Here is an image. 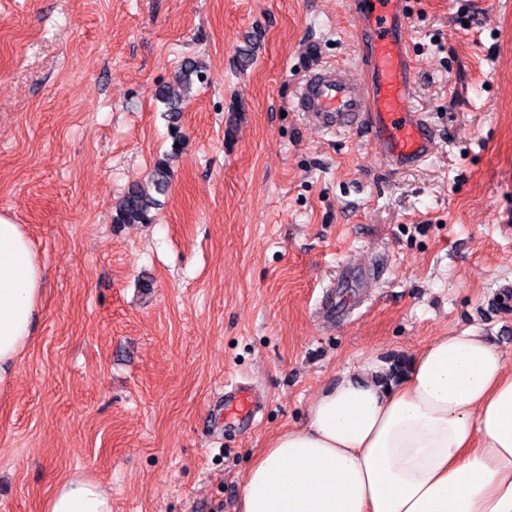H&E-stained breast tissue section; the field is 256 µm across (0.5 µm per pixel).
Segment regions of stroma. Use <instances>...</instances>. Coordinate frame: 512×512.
<instances>
[{
	"mask_svg": "<svg viewBox=\"0 0 512 512\" xmlns=\"http://www.w3.org/2000/svg\"><path fill=\"white\" fill-rule=\"evenodd\" d=\"M353 2L0 0V214L44 270L0 393V512H41L76 474L112 512H239L254 457L367 357L467 328L512 354V0H410L440 135L398 173L293 105L311 71L362 78ZM188 59L174 154L157 90L180 94ZM165 153L154 222L113 224ZM238 383L263 403L245 426Z\"/></svg>",
	"mask_w": 512,
	"mask_h": 512,
	"instance_id": "35a3bbf8",
	"label": "stroma"
}]
</instances>
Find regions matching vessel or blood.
Returning a JSON list of instances; mask_svg holds the SVG:
<instances>
[{
	"label": "vessel or blood",
	"mask_w": 512,
	"mask_h": 512,
	"mask_svg": "<svg viewBox=\"0 0 512 512\" xmlns=\"http://www.w3.org/2000/svg\"><path fill=\"white\" fill-rule=\"evenodd\" d=\"M357 18L362 31L363 81L341 68L325 67L303 80L296 107L326 132L363 130L391 170L424 163L437 138L426 112L414 103V80L403 39L407 0H364ZM227 407L252 419L257 406L248 387L231 391Z\"/></svg>",
	"instance_id": "b4317fda"
}]
</instances>
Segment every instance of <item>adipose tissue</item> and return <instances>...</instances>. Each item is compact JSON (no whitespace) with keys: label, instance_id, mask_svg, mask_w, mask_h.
I'll use <instances>...</instances> for the list:
<instances>
[{"label":"adipose tissue","instance_id":"ef3b65f1","mask_svg":"<svg viewBox=\"0 0 512 512\" xmlns=\"http://www.w3.org/2000/svg\"><path fill=\"white\" fill-rule=\"evenodd\" d=\"M43 269L21 225L0 214V390L29 346ZM369 359L308 406L303 427L255 457L240 512H512V358L456 330L385 384ZM44 512H112L93 478L61 480Z\"/></svg>","mask_w":512,"mask_h":512}]
</instances>
